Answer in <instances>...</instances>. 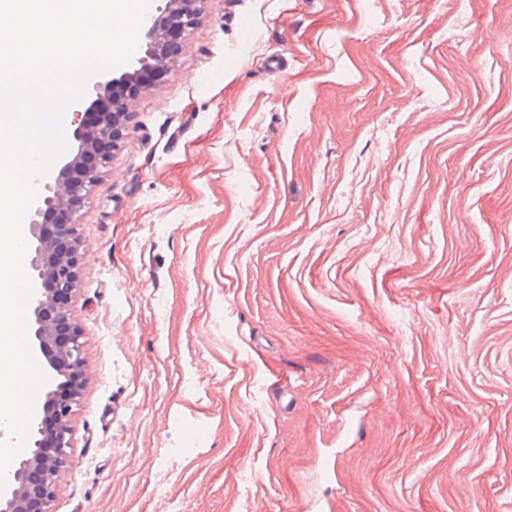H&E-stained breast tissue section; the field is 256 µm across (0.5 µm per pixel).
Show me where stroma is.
<instances>
[{"instance_id": "stroma-1", "label": "stroma", "mask_w": 512, "mask_h": 512, "mask_svg": "<svg viewBox=\"0 0 512 512\" xmlns=\"http://www.w3.org/2000/svg\"><path fill=\"white\" fill-rule=\"evenodd\" d=\"M124 110L56 512H512V0H202Z\"/></svg>"}]
</instances>
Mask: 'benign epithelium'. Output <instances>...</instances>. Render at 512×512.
I'll list each match as a JSON object with an SVG mask.
<instances>
[{
  "instance_id": "benign-epithelium-1",
  "label": "benign epithelium",
  "mask_w": 512,
  "mask_h": 512,
  "mask_svg": "<svg viewBox=\"0 0 512 512\" xmlns=\"http://www.w3.org/2000/svg\"><path fill=\"white\" fill-rule=\"evenodd\" d=\"M199 0H165L159 15L145 21V55L132 73L96 84L92 108L112 99L113 111L97 125L79 119L74 136L76 154L61 168L52 183L38 187L29 233L34 251L28 273L33 285L32 343L51 369V380L42 389L43 402L33 417L28 435L29 452L6 478L0 490V512H55V489L61 469L69 461L71 420L83 389L85 362L81 326L71 309L77 269L83 256L76 233L75 214L88 184L108 162L122 135L124 113L121 102L110 97L121 86L138 85L144 70L163 72L174 56L168 44L167 23L177 24L180 33L191 29L198 19ZM68 209L69 218L59 225L54 241L44 239L42 219L46 212Z\"/></svg>"
}]
</instances>
